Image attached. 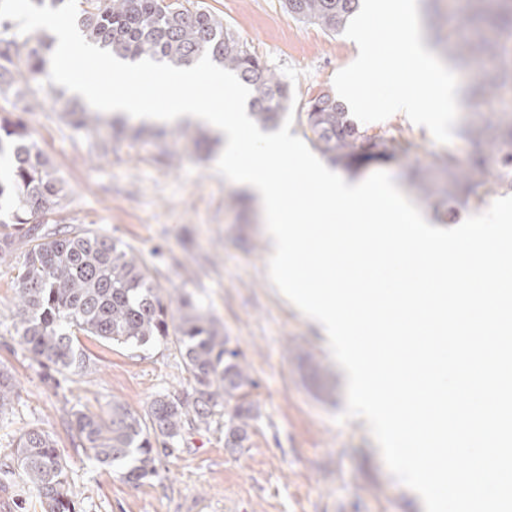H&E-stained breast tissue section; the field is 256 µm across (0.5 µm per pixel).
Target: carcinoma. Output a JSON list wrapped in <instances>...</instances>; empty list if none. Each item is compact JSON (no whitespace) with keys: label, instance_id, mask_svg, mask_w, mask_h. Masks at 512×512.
<instances>
[{"label":"carcinoma","instance_id":"1","mask_svg":"<svg viewBox=\"0 0 512 512\" xmlns=\"http://www.w3.org/2000/svg\"><path fill=\"white\" fill-rule=\"evenodd\" d=\"M87 4L78 26L88 42L122 59L147 57L185 66L207 53L250 88L251 115L258 124L275 127L287 117L288 84L211 12L190 8L183 0ZM283 7L297 20L337 34L358 11L360 0H283ZM53 44L46 36L25 37L11 21L0 20V154L9 157V176L0 178V210H9L8 219L0 221V244L8 248L20 234L36 241L15 278V334L41 365L73 375L90 368V359L74 346L78 333L108 343L142 346L162 339L177 344L193 383L191 397L160 394L142 415L120 402L103 413L75 414L85 452L138 485L156 473L157 447L209 426L216 415H224V447H246L259 414L248 396L258 383L218 321L189 295L180 296L178 307L171 309L153 283L150 265L120 240L80 225L36 233V225L48 223L66 197V188L31 140L21 113L32 106L20 83L45 73ZM447 52L459 68L479 56L495 58L493 73L472 76L471 94L496 107L492 117L473 119L465 130L477 146L472 162L464 166L452 155L439 158L446 187L434 190L425 184L421 190L478 208L489 197L512 191V105L500 104L512 91V0H468L448 34ZM88 112L79 101L68 102L67 123L85 131L90 152L102 155L108 143L94 135ZM297 119L312 145L350 173L420 148L394 137L367 135L328 93L310 98ZM16 396L14 377L0 369L1 415ZM2 467L21 471L44 512H76L66 463L50 432L30 428L20 433Z\"/></svg>","mask_w":512,"mask_h":512}]
</instances>
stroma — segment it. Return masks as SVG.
<instances>
[{
  "label": "stroma",
  "instance_id": "obj_1",
  "mask_svg": "<svg viewBox=\"0 0 512 512\" xmlns=\"http://www.w3.org/2000/svg\"><path fill=\"white\" fill-rule=\"evenodd\" d=\"M282 0H190L219 16L285 80L298 103L333 91V78L358 55L344 35H329L295 19ZM71 93L59 89L24 113L32 138L66 183L51 222L81 224L121 240L152 262L164 299L192 294L220 320L243 351L258 386L259 409L247 447L224 446V420L191 430L159 449L157 472L134 485L90 459L74 429L78 411L100 413L112 402L141 414L159 394L192 392L177 346L77 340L90 358L82 376L43 368L14 332L13 280L30 248L15 241L0 254V369L11 372L19 397L0 416V459L33 426L51 432L77 494L76 512H424L414 493L392 476L364 419L337 423L346 408V374L326 338L272 285L263 214L257 202L215 170L220 143L202 149L188 138L145 134L113 140L110 151L89 152L63 109ZM368 135L419 143L418 152L385 163L398 188L434 220L451 227L473 207L439 196L424 198L421 177L442 180L438 157L461 162L471 143L454 134L448 144L396 113L366 126ZM0 512H42L18 470L0 471Z\"/></svg>",
  "mask_w": 512,
  "mask_h": 512
}]
</instances>
